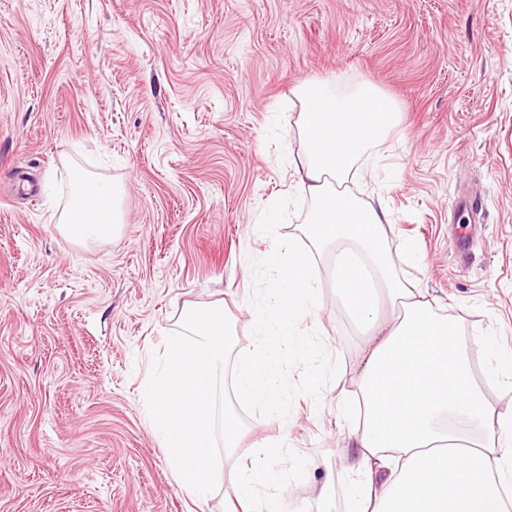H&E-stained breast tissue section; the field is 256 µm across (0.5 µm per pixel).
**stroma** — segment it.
Masks as SVG:
<instances>
[{"label":"stroma","mask_w":512,"mask_h":512,"mask_svg":"<svg viewBox=\"0 0 512 512\" xmlns=\"http://www.w3.org/2000/svg\"><path fill=\"white\" fill-rule=\"evenodd\" d=\"M378 86L401 126L348 186L382 203L398 275L439 301L472 378L512 415V0H0V512H224L246 457L206 500L150 427L152 352L223 305L250 349L266 207L294 188L299 86ZM114 184L122 225L82 242L60 219L75 175ZM473 195L477 213L460 209ZM422 255L414 262L403 245ZM299 322L339 364L287 419L248 415L259 499L346 512L360 324L321 269Z\"/></svg>","instance_id":"stroma-1"}]
</instances>
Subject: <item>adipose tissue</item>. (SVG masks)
Segmentation results:
<instances>
[{
  "label": "adipose tissue",
  "mask_w": 512,
  "mask_h": 512,
  "mask_svg": "<svg viewBox=\"0 0 512 512\" xmlns=\"http://www.w3.org/2000/svg\"><path fill=\"white\" fill-rule=\"evenodd\" d=\"M303 159L297 187L315 201L301 233L329 255L333 282L369 334L357 376L363 421L352 431L357 461L351 512H505L512 490V417H495L474 384L466 345L438 316L427 291L400 279L389 259L388 215L346 189L368 149L400 123V109L369 84L340 91L329 82L298 89ZM62 218L75 239L110 237L117 222L112 185L78 177ZM267 475L252 456L228 512H284L253 486Z\"/></svg>",
  "instance_id": "ef3b65f1"
}]
</instances>
